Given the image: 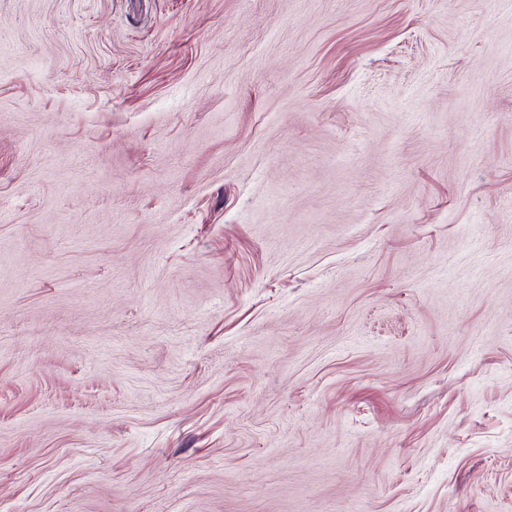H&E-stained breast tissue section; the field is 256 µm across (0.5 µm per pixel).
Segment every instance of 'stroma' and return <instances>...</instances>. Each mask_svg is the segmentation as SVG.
Listing matches in <instances>:
<instances>
[{"label":"stroma","instance_id":"obj_1","mask_svg":"<svg viewBox=\"0 0 512 512\" xmlns=\"http://www.w3.org/2000/svg\"><path fill=\"white\" fill-rule=\"evenodd\" d=\"M0 512H512V0H0Z\"/></svg>","mask_w":512,"mask_h":512}]
</instances>
